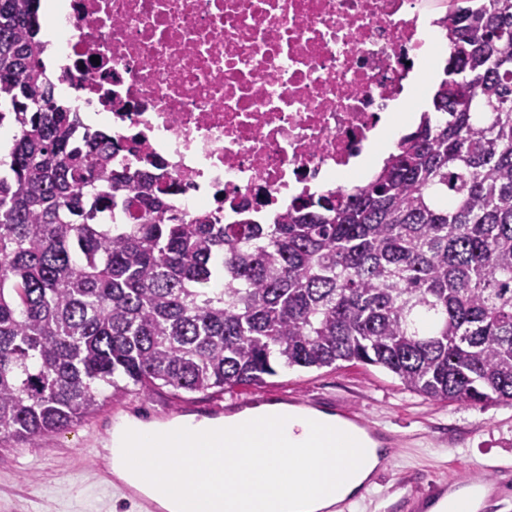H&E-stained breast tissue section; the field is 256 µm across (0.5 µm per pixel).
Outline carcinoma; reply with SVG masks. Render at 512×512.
Returning a JSON list of instances; mask_svg holds the SVG:
<instances>
[{"label":"carcinoma","mask_w":512,"mask_h":512,"mask_svg":"<svg viewBox=\"0 0 512 512\" xmlns=\"http://www.w3.org/2000/svg\"><path fill=\"white\" fill-rule=\"evenodd\" d=\"M416 131L363 186L267 222L188 224L169 191L75 136L41 55L40 0H0V439L106 392H219L277 369L383 368L429 400L512 406V0H452ZM136 209L135 224L103 211Z\"/></svg>","instance_id":"1"}]
</instances>
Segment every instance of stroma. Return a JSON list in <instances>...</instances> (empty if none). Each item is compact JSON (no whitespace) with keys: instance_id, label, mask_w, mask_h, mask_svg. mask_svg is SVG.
<instances>
[{"instance_id":"35a3bbf8","label":"stroma","mask_w":512,"mask_h":512,"mask_svg":"<svg viewBox=\"0 0 512 512\" xmlns=\"http://www.w3.org/2000/svg\"><path fill=\"white\" fill-rule=\"evenodd\" d=\"M314 403L336 414L350 408L399 441L375 478L371 496L354 512H426L436 481L487 479L493 487L481 512H512V480L496 481L493 466L512 465V406L437 403L403 388L384 369L341 364L279 372L259 387L224 393H184L162 387L107 398L68 428L34 443L0 441V512H142L99 475L91 449L101 447L114 423L130 416L163 422L185 414L220 418L237 400Z\"/></svg>"}]
</instances>
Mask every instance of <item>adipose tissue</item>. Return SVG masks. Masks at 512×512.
Here are the masks:
<instances>
[{
    "instance_id": "ef3b65f1",
    "label": "adipose tissue",
    "mask_w": 512,
    "mask_h": 512,
    "mask_svg": "<svg viewBox=\"0 0 512 512\" xmlns=\"http://www.w3.org/2000/svg\"><path fill=\"white\" fill-rule=\"evenodd\" d=\"M106 450L116 477L165 512H328L360 494L386 453L334 414L283 405L200 421L126 416Z\"/></svg>"
}]
</instances>
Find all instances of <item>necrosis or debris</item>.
Returning a JSON list of instances; mask_svg holds the SVG:
<instances>
[{"mask_svg":"<svg viewBox=\"0 0 512 512\" xmlns=\"http://www.w3.org/2000/svg\"><path fill=\"white\" fill-rule=\"evenodd\" d=\"M59 94L185 222L334 191L451 0H57Z\"/></svg>","mask_w":512,"mask_h":512,"instance_id":"necrosis-or-debris-1","label":"necrosis or debris"}]
</instances>
